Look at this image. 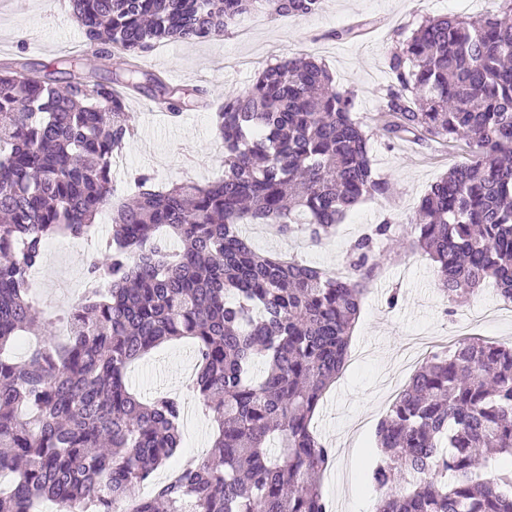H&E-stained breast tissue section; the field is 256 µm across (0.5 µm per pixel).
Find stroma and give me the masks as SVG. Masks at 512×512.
I'll list each match as a JSON object with an SVG mask.
<instances>
[{"mask_svg":"<svg viewBox=\"0 0 512 512\" xmlns=\"http://www.w3.org/2000/svg\"><path fill=\"white\" fill-rule=\"evenodd\" d=\"M498 7V0H323L313 15H245L222 36L158 45L145 53V70L170 83L195 87L199 95L175 122L147 111L149 94L127 100L135 135L114 172L113 195L118 200L132 196L134 178L141 172L151 174L159 187L218 178L224 145L215 134L212 114L225 96L248 90L255 71L266 64L311 55L326 65L339 86L353 91L356 115L371 136L373 171L389 181L391 190L356 205L335 235L320 245L300 236L272 237L259 224L249 225L246 234L259 253L343 270L351 242L370 225L388 219L397 226V238L410 234L431 185L469 156L462 141L446 148L433 141L391 140L378 131L375 117L391 82L390 51L425 18L494 13ZM361 20L370 26L360 36L335 38L336 30ZM66 55L81 56L83 72L98 77L110 76L119 65L117 58L88 51L69 0H0V64L18 60L53 69ZM396 240L379 244L382 263L362 300L348 361L312 419L314 431L336 450L322 480V493L334 512H371L379 496L367 482L379 459L373 451L376 427L390 407L388 381L403 387L412 376L411 371H398L397 364L413 337H432L441 351L465 335L512 344V304L503 302L493 284L452 302L440 289L433 262L399 247ZM84 252L69 237L47 243L30 291L42 320L59 324L81 298ZM193 355L188 340H175L128 371L130 387L142 398L167 392L185 403L181 452L186 456L209 451L216 429L202 400L181 385L184 374L194 368Z\"/></svg>","mask_w":512,"mask_h":512,"instance_id":"1","label":"stroma"}]
</instances>
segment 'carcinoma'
<instances>
[{"label":"carcinoma","mask_w":512,"mask_h":512,"mask_svg":"<svg viewBox=\"0 0 512 512\" xmlns=\"http://www.w3.org/2000/svg\"><path fill=\"white\" fill-rule=\"evenodd\" d=\"M501 14L421 23L387 57L380 108L393 139L463 140L475 161L422 198L404 247L437 263L449 299L486 281L512 303V0ZM322 0H70L87 45L128 69L91 81L76 58L64 77L0 65V512H331L321 479L332 449L311 419L340 374L386 220L350 245L347 274L257 253L243 224L329 237L347 212L384 196L372 176L353 92L313 57L268 64L214 124L224 176L157 188L135 178L112 202L115 159L135 133L118 89H149L180 116L188 89L142 54L221 35L244 14L308 16ZM112 209V236L89 280L106 282L68 315L66 341L38 326L30 273L47 239L87 235ZM36 336L29 358L12 348ZM194 341L193 391L214 413V451L177 465L153 495L135 488L176 455L182 402L139 400L129 365L158 346ZM384 459L369 482L376 512H512V469L482 477L476 460H512V346L465 338L412 375L376 428Z\"/></svg>","instance_id":"obj_1"}]
</instances>
